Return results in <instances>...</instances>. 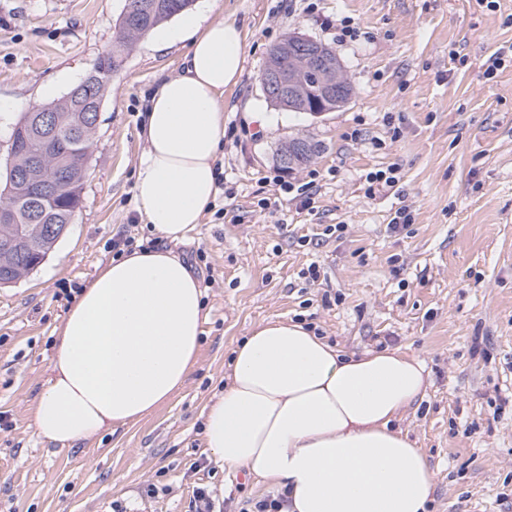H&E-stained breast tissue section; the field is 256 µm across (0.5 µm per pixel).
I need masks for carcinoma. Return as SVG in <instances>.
Instances as JSON below:
<instances>
[{"mask_svg":"<svg viewBox=\"0 0 512 512\" xmlns=\"http://www.w3.org/2000/svg\"><path fill=\"white\" fill-rule=\"evenodd\" d=\"M145 0H126V5L116 21V37L112 50L99 57L85 80L92 84V95L79 92L71 97L65 95L51 103L31 108L23 113L17 124L29 127L27 137L13 143L10 154L23 150L31 157L44 159L42 179L57 186L54 194L31 203L17 206L14 223L24 226L18 233L11 227L0 225V257L4 256L14 274L23 275L28 268L50 253L58 242V236L49 233V224H70L81 202L92 138L83 135L86 119L92 117L94 105H102L112 73L122 66L125 55L134 45L159 28L172 17L192 9L195 0H158L159 6L148 11ZM288 39L273 45L267 55L264 69L288 71L292 61L288 56ZM339 108L336 98L325 99L314 107L311 98H306L297 108L299 112L319 114ZM40 112L56 115L59 126L51 137H45L34 123Z\"/></svg>","mask_w":512,"mask_h":512,"instance_id":"cac0c4a2","label":"carcinoma"}]
</instances>
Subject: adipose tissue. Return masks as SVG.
<instances>
[{
    "label": "adipose tissue",
    "mask_w": 512,
    "mask_h": 512,
    "mask_svg": "<svg viewBox=\"0 0 512 512\" xmlns=\"http://www.w3.org/2000/svg\"><path fill=\"white\" fill-rule=\"evenodd\" d=\"M178 31L188 52L148 103L135 182L145 222L174 242L216 196L223 96L245 45L233 21L191 17ZM205 318L200 283L173 251L136 249L99 268L54 329L29 404L36 436L60 446L93 440L169 402L197 365ZM427 385L419 357L347 355L303 324L268 320L234 347L203 442L215 461L279 495L280 512H426L434 474L400 423Z\"/></svg>",
    "instance_id": "1"
}]
</instances>
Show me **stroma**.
I'll list each match as a JSON object with an SVG mask.
<instances>
[{
  "label": "stroma",
  "mask_w": 512,
  "mask_h": 512,
  "mask_svg": "<svg viewBox=\"0 0 512 512\" xmlns=\"http://www.w3.org/2000/svg\"><path fill=\"white\" fill-rule=\"evenodd\" d=\"M125 0H0V157L12 126L68 92L112 46ZM205 21L245 32L243 70L224 92V191L175 253L204 293L198 364L172 400L136 424L70 446L34 435L53 330L113 258L111 243L158 236L137 209L142 113L159 76L188 48L141 39L100 109L80 208L50 256L0 287V512H189L208 488L214 512L266 499L202 441L203 409L224 387L233 348L259 322L291 320L346 353L397 347L423 359L424 401L401 427L434 473L429 512H512V67L485 62L512 42V0H196ZM351 18L357 41H339ZM300 32L331 47L353 87L320 114L271 104L259 73L271 45ZM319 142L282 171L292 137ZM395 168L368 195V173ZM309 185L312 208L279 190ZM407 232L388 224L400 207Z\"/></svg>",
  "instance_id": "stroma-1"
}]
</instances>
